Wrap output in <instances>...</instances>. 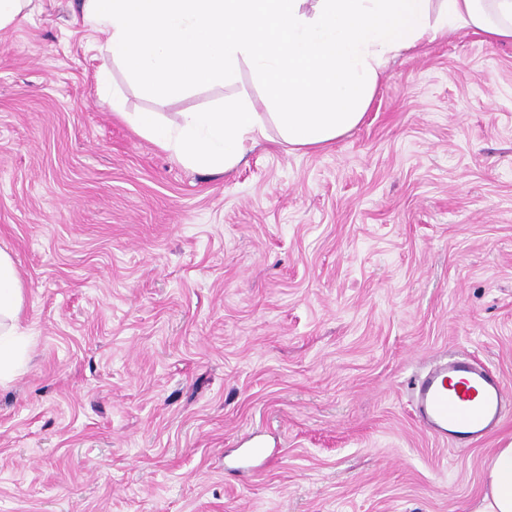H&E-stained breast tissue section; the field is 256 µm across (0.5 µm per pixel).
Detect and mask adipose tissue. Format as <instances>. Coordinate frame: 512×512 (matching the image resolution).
<instances>
[{"instance_id":"1","label":"adipose tissue","mask_w":512,"mask_h":512,"mask_svg":"<svg viewBox=\"0 0 512 512\" xmlns=\"http://www.w3.org/2000/svg\"><path fill=\"white\" fill-rule=\"evenodd\" d=\"M108 37L100 52L151 96L232 80L248 67L263 104L122 113L139 133L200 169L229 170L275 122L297 150L321 149L361 121L389 58L458 30L512 43V0H84ZM23 286L0 251V379L18 363ZM482 512H512V446L486 468Z\"/></svg>"}]
</instances>
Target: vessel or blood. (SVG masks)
Segmentation results:
<instances>
[{
  "mask_svg": "<svg viewBox=\"0 0 512 512\" xmlns=\"http://www.w3.org/2000/svg\"><path fill=\"white\" fill-rule=\"evenodd\" d=\"M413 408L431 435L460 443L484 439L512 413L499 374L468 354H451L413 386Z\"/></svg>",
  "mask_w": 512,
  "mask_h": 512,
  "instance_id": "1",
  "label": "vessel or blood"
}]
</instances>
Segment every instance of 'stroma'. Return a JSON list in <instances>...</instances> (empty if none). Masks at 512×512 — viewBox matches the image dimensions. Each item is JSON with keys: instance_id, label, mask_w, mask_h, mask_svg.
Here are the masks:
<instances>
[{"instance_id": "stroma-1", "label": "stroma", "mask_w": 512, "mask_h": 512, "mask_svg": "<svg viewBox=\"0 0 512 512\" xmlns=\"http://www.w3.org/2000/svg\"><path fill=\"white\" fill-rule=\"evenodd\" d=\"M105 38L81 0L0 29V250L26 349L0 384V512H476L512 414L437 440L410 384L463 350L512 391V43L403 51L328 147L272 124L207 172L113 99L175 121L264 87L244 66L159 99ZM251 434L269 459L233 466Z\"/></svg>"}]
</instances>
